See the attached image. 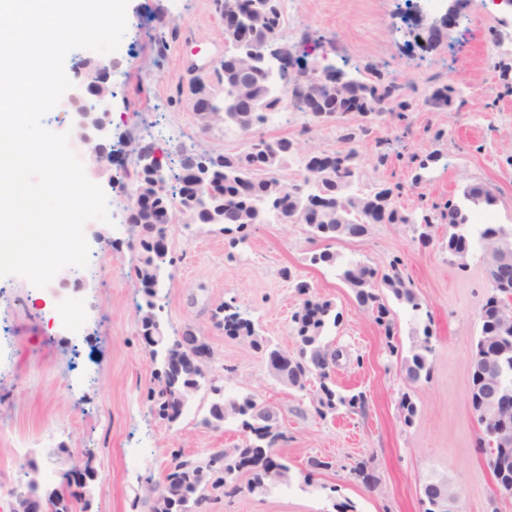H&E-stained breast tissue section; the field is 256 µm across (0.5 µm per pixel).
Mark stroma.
<instances>
[{
  "label": "stroma",
  "instance_id": "1",
  "mask_svg": "<svg viewBox=\"0 0 512 512\" xmlns=\"http://www.w3.org/2000/svg\"><path fill=\"white\" fill-rule=\"evenodd\" d=\"M404 0H300L284 32L285 44L306 48V65H332L349 73L374 67L416 87L409 111L411 135L389 117L372 120L357 145L362 189L406 184L401 206L464 205L466 186L478 184L495 198L496 223L512 225V13H481V0H467L457 28L439 42L411 47L402 22ZM127 29L118 50L103 55L75 49L64 62L107 66L112 90L107 145L136 137L155 146L168 167H177L181 148L233 154L243 148L241 134L223 124L203 127L186 92L188 61L214 66L224 57V28L213 0H128ZM175 32L166 54L154 37ZM462 90L461 98L435 109L424 98L439 85ZM443 130L442 139L432 136ZM260 135L285 137L304 152L339 147L328 126L311 125L303 112L282 107L276 125ZM390 157L377 165L378 154ZM434 156L427 169L408 161ZM85 174L107 199L110 222L85 231L89 264L79 272L84 288L74 304L84 315L80 335L55 320L50 297L23 277H0V476L20 483L37 479L53 489L45 463L75 459L90 462L89 512H149L151 488L161 482L178 450L189 459L239 440L237 426L201 423L213 399L202 391L173 423L163 421L146 396L160 360L139 333L138 304L145 295L133 268L140 252L133 247L136 228L126 222L128 192L137 188L140 168L123 164L118 175L85 165ZM435 238L420 247L407 224H373L366 235L336 241L343 256L386 269L393 257L403 261L422 310L430 317L434 351L429 380L408 383L391 356L382 327L357 303L336 270L312 264L317 245L303 224H256L245 252L231 254L218 226L173 224L168 247L176 258L161 274V327L170 337L194 327L209 344V365L217 385L251 393L277 410L285 438L277 454L293 474L288 488L255 496L211 494L208 512H336L351 501L356 512H423L425 482L447 479L463 512H512V500L494 498L492 474L476 446L480 426L469 404L470 354L479 334V311L489 282L482 252L466 267L450 261L441 244L447 224H435ZM288 267L331 300L340 321L326 334L344 352L334 377L343 393L365 392V413L315 415L310 395L283 385L270 374L265 357L248 340L225 335L211 318L227 299L258 325L263 336L284 350L296 338L291 316L300 299L280 275ZM409 395L417 411L405 422L400 400ZM27 445L29 468L16 469V441ZM333 461L331 470L305 484L306 460ZM366 463L370 481L353 469Z\"/></svg>",
  "mask_w": 512,
  "mask_h": 512
}]
</instances>
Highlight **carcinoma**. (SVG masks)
Masks as SVG:
<instances>
[{
  "label": "carcinoma",
  "mask_w": 512,
  "mask_h": 512,
  "mask_svg": "<svg viewBox=\"0 0 512 512\" xmlns=\"http://www.w3.org/2000/svg\"><path fill=\"white\" fill-rule=\"evenodd\" d=\"M232 2L236 27L231 45L224 49V61L194 76L189 93L214 101L218 120L245 136L263 125L266 113L279 111L282 101L288 99L293 108L310 114L311 121L317 125H336L341 147L332 153L302 155L299 178L289 185L283 182L280 170L299 152V147L288 138H252L236 154H198L187 150L181 159L184 175L175 177L179 183V199L176 200L168 195L167 173L153 147L137 145L140 186L146 189V196L152 198L150 204L133 210L131 217L141 232L140 265L135 267V274L146 294L140 333L148 345L159 348L163 355L162 370L155 372L147 396L157 406L159 417L172 423L185 406L182 391L187 387L207 386L216 399L201 424L217 428L230 416L238 422L240 433L239 443L234 447L214 449L202 461L184 460L181 452H172L163 483L172 498L170 512H191L193 506L202 507L209 499L210 490L222 489L229 496L244 488L265 494L281 485L275 469H286L288 464L273 455L284 434L280 424L263 413L262 401L253 394L224 397V388L215 384L207 369L194 363L198 351L209 349L205 338L196 335L190 327L173 339L164 336L155 309L159 271L174 262L163 244L166 225L218 224L220 231L229 236V247L242 249L248 244L249 228L268 223L270 215H275L278 221L285 216H305L310 239L324 242L323 248L312 254L310 261L340 271V279L354 290L359 306L383 327L384 335L390 340L389 353L393 356L399 355L398 347L391 343L397 323L387 295L414 312L421 309L410 281L400 269L402 260L393 258L387 270L379 274L359 261L341 260L332 250L333 242L344 237H360L371 224H409L423 228L418 240L426 247L431 243L430 228L435 221L446 219L450 232L442 248L448 255L465 247L468 236L480 239L484 255L494 257L505 253L512 258V225L485 224L476 232L462 209L450 203L448 212L438 215L409 211L395 201L394 194H402L399 184L392 188L384 185L364 194L353 191L359 179L355 145L368 134V123L376 111L390 107V115L403 126V133L410 131L409 98L403 92L404 85L394 77L384 78L373 69L364 80L352 78L342 84L339 79L342 71L319 73L314 68L309 83L302 85L281 68L277 71L280 89L276 91L271 85L265 58L257 55L236 63L233 53L242 46L259 45L283 34L288 20L282 0ZM235 86L250 90L249 95L244 99L233 96L231 88ZM344 91L358 102L361 116L358 124L351 121L348 101L342 96ZM451 92V86L443 85L434 89L426 102L433 108L445 107L450 102ZM464 199L475 207L490 206L494 202L493 196L479 187L467 188ZM280 275L293 283L295 292L302 298L292 316L295 351L271 347L233 298L218 307V313L213 315L214 324L224 328L230 336L249 340L252 347L265 356L268 368L286 374L297 390H307V383L316 379L318 389L311 396V404L320 418L334 417L343 408L350 413L364 412L366 394L345 395L336 390L332 378L333 368L344 356L342 350L324 341L328 328L340 320L339 315L332 314V302L316 295L314 285L297 279L291 269L282 268ZM487 276L491 289L479 314L480 332L471 353L474 366L470 395L472 401H477L485 383L498 379L507 393V420L512 423V306L499 303L502 297L512 295V278H501L490 266ZM432 338L430 326L424 325L422 336L415 341L410 356L403 360L402 368L411 384L430 377L428 356L433 352ZM307 465L304 482L308 485L314 474L332 468L331 462L319 457L309 458ZM60 485L68 493L53 491L48 512H77L83 494L69 489L63 480Z\"/></svg>",
  "instance_id": "obj_1"
}]
</instances>
